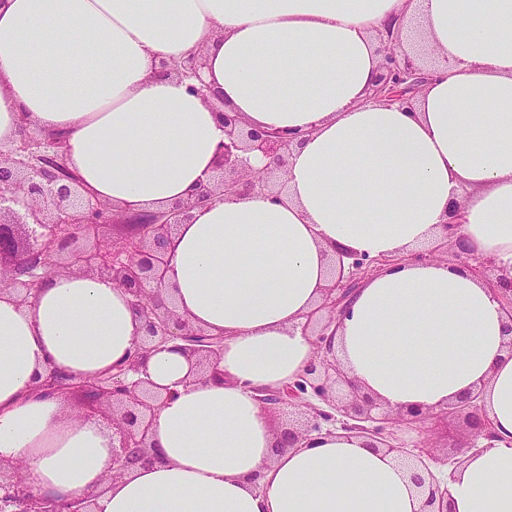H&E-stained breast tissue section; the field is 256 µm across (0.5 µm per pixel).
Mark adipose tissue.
<instances>
[{"label":"adipose tissue","mask_w":512,"mask_h":512,"mask_svg":"<svg viewBox=\"0 0 512 512\" xmlns=\"http://www.w3.org/2000/svg\"><path fill=\"white\" fill-rule=\"evenodd\" d=\"M417 18L448 67L413 107L372 97L374 35ZM204 51L211 94L248 125L301 133L287 196L193 210L166 274L185 314L223 335L224 379L182 387L179 351L151 354L178 387L152 434L160 457L110 482L112 430L36 394L53 364L85 378L128 359L140 336L122 288L57 273L30 303L0 291V459L40 493L90 495L95 512H420L391 455L345 432L276 452L255 399L311 361L301 325L339 251L388 258L437 240L453 207L476 254L512 271V0H5L0 145L22 118L67 136L94 198L129 212L186 200L212 170L224 126L155 63ZM488 287L446 262L387 266L360 288L337 354L361 391L438 410L484 387L498 439L448 480L451 512H512V339Z\"/></svg>","instance_id":"1"}]
</instances>
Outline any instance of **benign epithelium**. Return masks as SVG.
Returning <instances> with one entry per match:
<instances>
[{
    "label": "benign epithelium",
    "instance_id": "1",
    "mask_svg": "<svg viewBox=\"0 0 512 512\" xmlns=\"http://www.w3.org/2000/svg\"><path fill=\"white\" fill-rule=\"evenodd\" d=\"M376 40L381 65L374 99L388 105H411L430 80L427 60L403 50L401 35L392 25L379 32ZM205 65L200 51L180 61L160 62L164 74L188 81V91L206 100L208 86L202 78ZM221 116L224 140L217 145L212 174L199 181L192 198L160 212L128 215L82 190L66 163L63 133L24 125L16 141L6 149L0 147V288L9 290L19 304L25 305L52 273L68 270L107 277L129 295L141 322L143 334L125 362L93 379L54 366L34 387L43 396L77 399L78 416L101 418L112 427V480L135 465L160 460L152 446V431L162 404L178 391L167 388L160 392L146 377L130 378L140 372L148 355L173 347L191 362L188 383L224 379L220 368L224 337L195 325L165 296V275L178 225L190 220L194 208L228 197L260 194L281 199L288 159L298 134L249 129L236 112H223ZM252 154L265 159L266 164L254 168L250 163ZM22 199L25 203L21 211L15 205ZM112 223L130 225L120 242L78 246V240ZM458 227L454 218L442 224L443 243L463 268L489 287L512 321V274L498 268L493 259L475 255L458 238ZM390 263L388 258L339 255L334 260L337 274L323 289L317 310L302 325L304 335L315 337L312 360L288 385L255 390L256 400L269 414L289 407L297 415V419L278 427L276 452L297 448L315 433L329 435L340 429L368 439L369 448L395 454L398 462L410 470L421 468L422 455L430 453L425 441L415 442V452H407L388 424L395 415L409 425H422L433 412H394L360 391L344 372L332 347L354 293L366 278ZM482 395L483 391L478 390L442 409L462 420L464 427L462 440L450 447L456 465L465 451L496 438ZM413 481L423 497L422 512H448V488L441 486L431 470H426L424 476L414 475ZM0 512H94V502L85 495L60 502L37 493L19 474L17 464L0 459Z\"/></svg>",
    "mask_w": 512,
    "mask_h": 512
}]
</instances>
